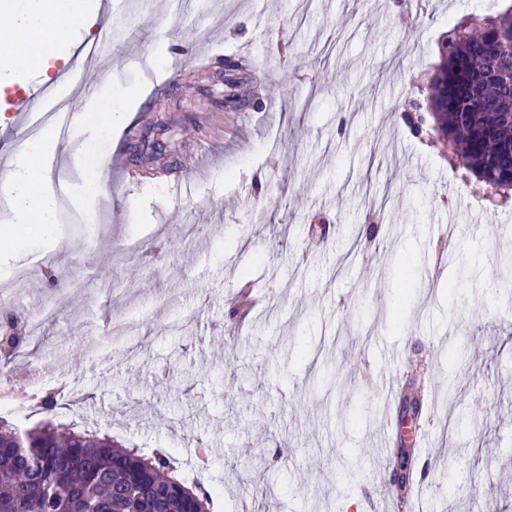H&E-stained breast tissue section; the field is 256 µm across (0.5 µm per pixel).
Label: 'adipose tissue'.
Returning a JSON list of instances; mask_svg holds the SVG:
<instances>
[{
    "label": "adipose tissue",
    "instance_id": "ef3b65f1",
    "mask_svg": "<svg viewBox=\"0 0 512 512\" xmlns=\"http://www.w3.org/2000/svg\"><path fill=\"white\" fill-rule=\"evenodd\" d=\"M82 0H11L5 11L9 18L0 28V44L8 51L0 59V71L11 72L24 67L46 72V60L61 47L72 27L81 19ZM126 91L106 85L86 103V111L79 126L82 147L77 157L83 168L80 185L73 188V196L84 203L100 196L106 171L104 157L91 153L94 144L111 139L130 117L121 102ZM53 136H46L27 144L14 161L11 171L0 179V197L7 202L12 215L10 226L0 230L14 250L25 248L28 240L53 239L60 220V202L49 190L51 173L44 159L54 148Z\"/></svg>",
    "mask_w": 512,
    "mask_h": 512
}]
</instances>
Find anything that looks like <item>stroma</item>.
Returning <instances> with one entry per match:
<instances>
[{
    "label": "stroma",
    "mask_w": 512,
    "mask_h": 512,
    "mask_svg": "<svg viewBox=\"0 0 512 512\" xmlns=\"http://www.w3.org/2000/svg\"><path fill=\"white\" fill-rule=\"evenodd\" d=\"M512 0H85L82 23L50 60L79 112L101 86L145 88L131 126L105 150L112 185L93 232L63 201L53 243L0 264V317L54 308L35 374L68 410L19 402L10 426L74 419L149 456L170 452L216 491L214 512H370L393 477L418 475L403 512H512V204L477 202L474 177L402 119L440 62L451 27ZM111 22L110 52L85 47ZM203 57L241 63L244 110ZM164 111L158 140L189 168L123 151L142 113ZM454 223L449 261L435 225ZM39 263L36 292L11 295L14 268ZM506 282L490 294L481 278ZM122 293L105 294L104 280ZM250 280L261 302L239 315ZM400 306L401 319L389 313ZM398 353L414 425L388 443L381 347ZM460 455L456 470L448 458Z\"/></svg>",
    "instance_id": "obj_1"
}]
</instances>
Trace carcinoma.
<instances>
[{"instance_id": "1", "label": "carcinoma", "mask_w": 512, "mask_h": 512, "mask_svg": "<svg viewBox=\"0 0 512 512\" xmlns=\"http://www.w3.org/2000/svg\"><path fill=\"white\" fill-rule=\"evenodd\" d=\"M448 52L405 114L413 134L436 136L477 180V194H512V8L456 25ZM212 497L162 455L146 457L82 429L23 435L0 426V512H209Z\"/></svg>"}]
</instances>
